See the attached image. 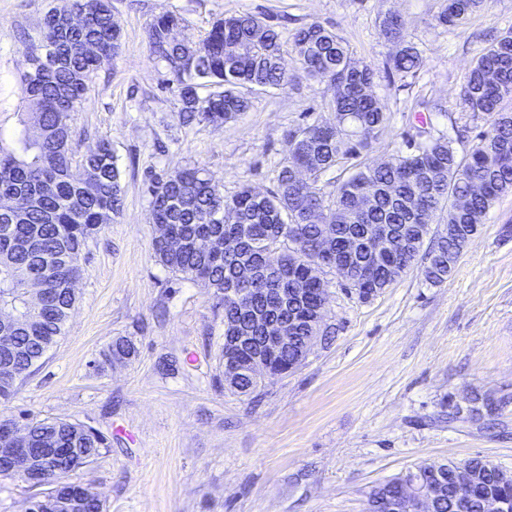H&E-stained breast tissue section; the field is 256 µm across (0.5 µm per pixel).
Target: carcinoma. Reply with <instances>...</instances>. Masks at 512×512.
Returning a JSON list of instances; mask_svg holds the SVG:
<instances>
[{"label":"carcinoma","mask_w":512,"mask_h":512,"mask_svg":"<svg viewBox=\"0 0 512 512\" xmlns=\"http://www.w3.org/2000/svg\"><path fill=\"white\" fill-rule=\"evenodd\" d=\"M484 0H443L436 20L457 26L483 5ZM74 12L87 16L86 24L70 28L66 20ZM183 19L161 10L148 23L151 54L164 62L172 74L179 97V119L189 125L228 121L250 108L244 90L283 89L297 75L328 80L335 94L327 102L334 122H315L287 134L289 157L281 165L275 188L260 197L244 188L226 196L207 178L203 169L183 168L150 178V215L154 225H164L171 236L224 239L236 234L244 245L242 253L215 259L186 243L176 246L166 239L153 240L159 263L173 273L212 292L215 307L224 314V335H236L240 314L225 299V286L238 278L242 265L273 271H290L293 277L282 288H312L305 281L303 263L315 255L314 246L322 227L309 220L315 210L326 213L332 241L338 244V262L350 267L354 276L369 272L368 298L388 287L400 274L397 265L400 243L375 249L369 225L384 227L420 251L429 225L440 212L448 223L482 224L490 207L512 190V112L501 102L512 98V29L502 33L477 58L461 89L466 111L490 117L483 132L468 151L456 148L459 139L447 133L416 142L407 153H399L379 165L362 159L388 122L387 109L373 91L375 72L371 65L352 58L349 46L337 33L313 21L292 36L300 64L290 73L281 63V32L266 19L249 12L216 20L208 35L188 47L168 40L171 30ZM380 34L391 46L386 62L390 73L404 79L423 64L416 47L407 40L398 17L389 14L380 22ZM122 31L112 15L110 0H67L44 17L37 39L26 49L29 69L22 76L23 91L32 105L29 121L34 130L46 132L39 140L25 130L14 146L0 145V225L7 213L24 205L25 196L40 183L49 187L41 208L32 210L14 225V238L25 248L0 242V306L11 308L27 319L15 337L13 353H0V402L15 395L17 382L39 366L48 350L64 334L70 311L76 304L70 276L59 273L63 264L81 270L79 258L87 241L98 234L122 206L120 171L112 146L100 141L82 163L95 171L90 180L71 177L73 151L69 139L71 113L78 111L94 73L110 61L121 46ZM347 177L336 188L332 200L318 188L320 177L334 169ZM374 190L373 206L359 214L356 199L364 189ZM470 198L467 209L456 208V197ZM234 212L235 221L220 223L219 209ZM463 242L442 234L429 251L426 279L441 284L453 273ZM50 271L52 292L42 304L26 305L25 283ZM255 303L273 318L303 317L318 301L311 293L305 300L288 296V307L271 301L262 289ZM137 354L135 342L127 337L112 340L100 353L97 367L126 362ZM3 428H25L33 448H77L71 470L87 466L110 452L108 438L92 426L63 418L0 420ZM467 477L473 486L472 508L493 493L512 502V479L489 461L475 457L464 463L444 464L443 502L440 512H460L454 498L455 483ZM408 474L378 484L369 494L374 503L399 491Z\"/></svg>","instance_id":"carcinoma-1"}]
</instances>
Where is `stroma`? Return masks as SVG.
<instances>
[{
    "label": "stroma",
    "mask_w": 512,
    "mask_h": 512,
    "mask_svg": "<svg viewBox=\"0 0 512 512\" xmlns=\"http://www.w3.org/2000/svg\"><path fill=\"white\" fill-rule=\"evenodd\" d=\"M64 0H0V140L11 143L31 105L21 90L25 48L49 8ZM180 15V40L196 43L213 21L241 12L264 16L291 43L318 21L339 34L356 60L371 64L388 122L365 156L376 164L450 125L459 150L489 127L460 91L478 56L512 28V0H486L455 27L439 25L441 0H112L123 33L119 54L93 76L71 117L72 170L108 140L121 171L123 207L89 240L77 303L66 333L0 413L58 417L91 425L111 451L70 473L107 512H366L376 484L425 463L481 457L512 472V192L486 215L452 276L426 282L429 259L377 296L328 289L330 340L294 373L258 394L224 387L219 366L224 320L209 290L162 267L152 251L147 182L200 167L235 194L273 189L288 154L289 130L328 119L333 90L299 78L282 91L252 90L236 120L183 125L178 93L148 47L160 9ZM397 12L424 65L406 80L386 69L389 47L378 22ZM134 340L129 363L102 371L93 362L113 338ZM498 403L469 416L474 396Z\"/></svg>",
    "instance_id": "stroma-1"
}]
</instances>
